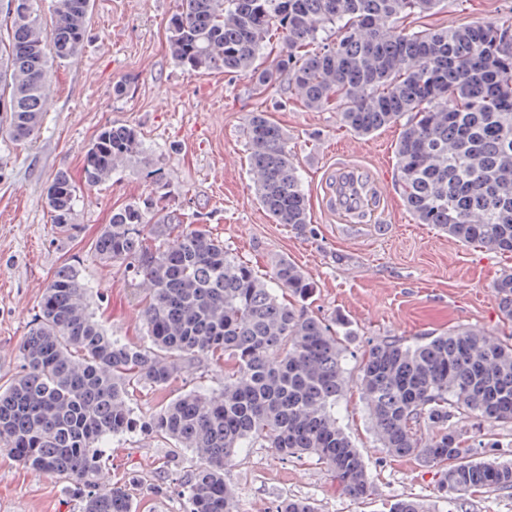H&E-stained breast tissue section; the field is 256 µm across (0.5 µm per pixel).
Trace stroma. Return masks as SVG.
Here are the masks:
<instances>
[{"instance_id": "35a3bbf8", "label": "stroma", "mask_w": 512, "mask_h": 512, "mask_svg": "<svg viewBox=\"0 0 512 512\" xmlns=\"http://www.w3.org/2000/svg\"><path fill=\"white\" fill-rule=\"evenodd\" d=\"M177 0H92L84 48L58 67L51 100L34 140L25 146L0 135V383L20 369V347L50 277L76 265L92 289V307L112 334L146 340L135 285L123 268L95 259L90 244L112 209L171 190L181 195L190 221L206 225L241 260L268 273L281 258L316 284L314 313L345 315L352 351L345 362L357 377L362 353L388 339L409 340L456 328L500 338L512 332L499 311L492 284L512 270V254L465 245L448 233L416 223L406 207L396 170L402 122L370 136L350 131L336 107L307 108L287 84L264 94L237 73L203 74L173 63L167 21ZM474 22L512 25V0H445L422 26L457 28ZM125 82L127 92L112 87ZM269 112L288 135V149L310 203L311 222L300 233L276 223L255 196L243 134L250 113ZM119 123L140 130L143 157L126 164L109 183L81 193L78 231L65 237L50 222L46 191L57 170L79 174L85 150L99 130ZM385 175L389 195L376 223L345 226L320 205L322 185L338 150ZM162 180H155L154 170ZM221 375L183 368L165 390L138 392L149 412L182 392L218 388ZM341 424L373 481L371 496L344 494L328 465L313 457L284 458L252 448L232 458L224 479L237 493L239 512H274L285 497L312 502L318 512H388L413 497L447 512L436 469L415 457L396 458L382 448L358 388L341 402ZM101 487L129 483L139 512H184V480L197 466L186 449L171 450L131 433L112 440ZM166 493L151 494L155 484ZM0 512H79L59 478L23 467L0 450Z\"/></svg>"}]
</instances>
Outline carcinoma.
I'll return each instance as SVG.
<instances>
[{"label": "carcinoma", "instance_id": "obj_1", "mask_svg": "<svg viewBox=\"0 0 512 512\" xmlns=\"http://www.w3.org/2000/svg\"><path fill=\"white\" fill-rule=\"evenodd\" d=\"M442 0H179L168 22L173 62L193 71L244 73L263 93L288 80L313 109L334 105L346 127L371 135L408 116L397 145L404 200L417 223L467 245L512 254V25L407 28ZM37 0H7L0 25V112L5 131L33 139L46 112L53 67L81 53L91 0H53L46 30ZM285 50L264 61L272 34ZM248 165L260 203L279 224L311 223L307 194L283 129L251 113ZM144 154L140 131L104 126L87 146L83 187L96 188ZM80 187L67 171L47 189L50 221L70 233ZM91 249L137 281L148 336L131 345L109 334L73 266L48 281L20 348L21 369L0 385V449L67 483L80 512H135L130 489H101V444L140 432L202 461L188 483L186 512H238L224 481L243 448L313 455L349 496L371 488L366 464L336 407L348 387L350 322L309 310L316 284L279 259L262 276L202 224H185L176 196L112 210ZM512 323V270L494 283ZM224 376L217 389L187 391L136 413L142 388H167L185 364ZM358 384L382 447L438 467L441 497L512 489V460H481L483 440L464 419L512 424V342L454 329L408 342L383 340L360 362ZM276 512H316L286 498ZM390 512H432L415 498Z\"/></svg>", "mask_w": 512, "mask_h": 512}]
</instances>
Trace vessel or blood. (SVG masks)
I'll list each match as a JSON object with an SVG mask.
<instances>
[{
    "mask_svg": "<svg viewBox=\"0 0 512 512\" xmlns=\"http://www.w3.org/2000/svg\"><path fill=\"white\" fill-rule=\"evenodd\" d=\"M386 198L384 177L343 161L329 172L321 202L324 211L335 215L341 223L365 224L380 213Z\"/></svg>",
    "mask_w": 512,
    "mask_h": 512,
    "instance_id": "1",
    "label": "vessel or blood"
}]
</instances>
